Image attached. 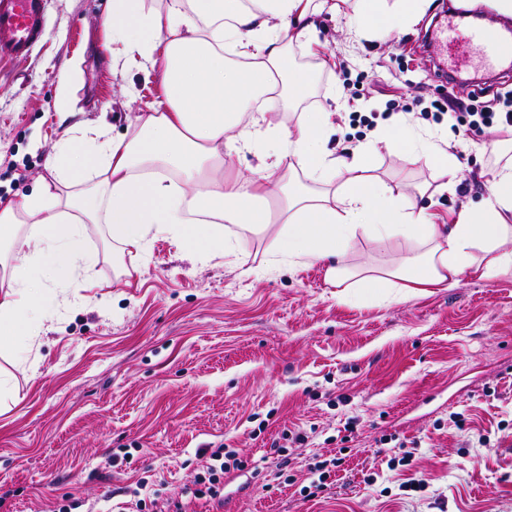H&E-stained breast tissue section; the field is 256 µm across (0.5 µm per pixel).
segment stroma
<instances>
[{"label": "stroma", "instance_id": "35a3bbf8", "mask_svg": "<svg viewBox=\"0 0 512 512\" xmlns=\"http://www.w3.org/2000/svg\"><path fill=\"white\" fill-rule=\"evenodd\" d=\"M108 0H47L46 34L25 58L0 60V201L39 189L63 131L109 125L131 134L160 96L156 77L113 70ZM448 0L379 38L359 27L351 0L315 19L311 45L292 44L295 66L316 64L317 109L335 113L325 148L348 156L372 145V174L404 190L435 223L488 198V150L512 156L494 128L449 134L432 101L448 95L498 106L512 68L438 78L430 34ZM421 134L448 133L456 174L387 149L379 127L399 119ZM229 257L189 255L170 234L142 251L114 247L90 225L91 283L55 298L23 364L0 348L14 384L0 400V512H109L148 477L159 496L204 470L206 448H230L288 466L267 488L250 472L224 483L227 512H512V276L462 277L452 288L397 297L327 279L328 261L271 264L273 240L224 227ZM303 432V443L284 434ZM347 448L332 494L303 498L317 461ZM414 452L407 468L388 462ZM376 482H367L370 473ZM423 481L421 490L408 481Z\"/></svg>", "mask_w": 512, "mask_h": 512}]
</instances>
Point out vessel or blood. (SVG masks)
Listing matches in <instances>:
<instances>
[{
	"instance_id": "b4317fda",
	"label": "vessel or blood",
	"mask_w": 512,
	"mask_h": 512,
	"mask_svg": "<svg viewBox=\"0 0 512 512\" xmlns=\"http://www.w3.org/2000/svg\"><path fill=\"white\" fill-rule=\"evenodd\" d=\"M45 0H0V56L24 57L44 37ZM465 8L438 27L434 39L442 47L459 44L474 47L477 60L485 66L512 61V39H502L491 30L465 23Z\"/></svg>"
}]
</instances>
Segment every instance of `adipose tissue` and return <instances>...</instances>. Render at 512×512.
I'll use <instances>...</instances> for the list:
<instances>
[{
  "instance_id": "ef3b65f1",
  "label": "adipose tissue",
  "mask_w": 512,
  "mask_h": 512,
  "mask_svg": "<svg viewBox=\"0 0 512 512\" xmlns=\"http://www.w3.org/2000/svg\"><path fill=\"white\" fill-rule=\"evenodd\" d=\"M361 22L381 36L420 19L428 0H355ZM332 0H169L165 10L144 0H110L104 22L120 48L113 65L134 63L156 76L164 100L140 114L131 137L106 126L86 141L62 137L47 160L53 176L41 189L0 207V238L17 254L0 255L7 289L0 292V341L33 335L42 307L32 293L42 277L63 270L85 287L95 255L83 248L87 227L106 224L112 239L140 248L148 236L170 233L200 255L219 254L223 224L261 232L284 224L274 253L288 262L336 257L358 239L421 245L379 272L330 268L336 281L356 287L403 285L420 294L512 273V165L494 171L489 197L464 208L455 224L434 223L399 190L374 180L370 153L333 156L322 142L330 112H309L295 127L269 121L258 101L298 96L310 74L296 70L287 45L314 29V15L336 12ZM266 142L258 173L236 172L232 157ZM388 146L448 171L455 157L438 141H422L403 127L383 132ZM343 175L339 203L315 190Z\"/></svg>"
}]
</instances>
